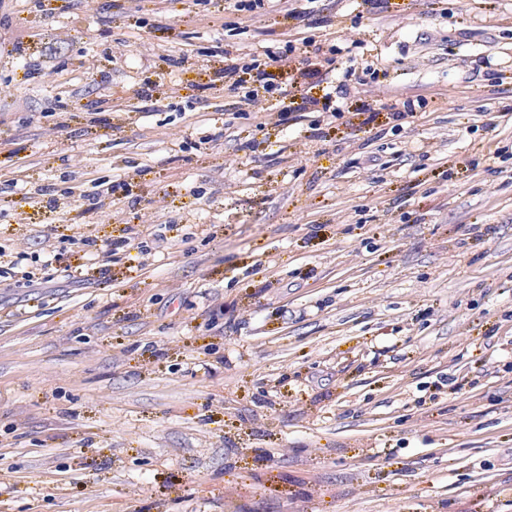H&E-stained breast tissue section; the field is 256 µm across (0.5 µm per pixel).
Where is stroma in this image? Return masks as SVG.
<instances>
[{
  "label": "stroma",
  "mask_w": 512,
  "mask_h": 512,
  "mask_svg": "<svg viewBox=\"0 0 512 512\" xmlns=\"http://www.w3.org/2000/svg\"><path fill=\"white\" fill-rule=\"evenodd\" d=\"M233 4L0 0V512H512V0Z\"/></svg>",
  "instance_id": "1"
}]
</instances>
